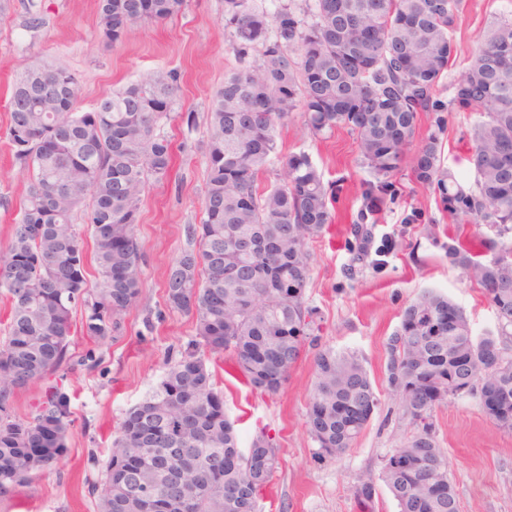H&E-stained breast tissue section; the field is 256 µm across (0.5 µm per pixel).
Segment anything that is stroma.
Returning <instances> with one entry per match:
<instances>
[{
  "instance_id": "obj_1",
  "label": "stroma",
  "mask_w": 512,
  "mask_h": 512,
  "mask_svg": "<svg viewBox=\"0 0 512 512\" xmlns=\"http://www.w3.org/2000/svg\"><path fill=\"white\" fill-rule=\"evenodd\" d=\"M502 0H462L455 32L456 52L439 83L443 99L467 66L479 30L503 15ZM39 27H30V17ZM98 0H0V256L11 226L21 217L28 181L16 164L7 137V100L12 82L31 62L62 65L79 78L74 108L91 111L102 98L164 69L179 75L173 110L158 131L170 140V178L150 182L140 202L135 235L141 260V293L123 316L118 333L103 341L85 336L83 306L72 311L68 365L45 380L16 392L9 400L13 417L34 413L50 387H61L70 401L73 424L64 452L31 483L0 496V512H98L94 485L103 477L119 423L133 406L153 394L174 361L197 341L191 316L171 310L164 279L169 265L187 245V229L203 218L208 112L226 72L238 61L224 26V0H186L171 20L134 26L114 44L98 32ZM195 116L186 125V113ZM476 115L449 113L441 136L440 166L466 185L474 174L468 163L467 131ZM278 154L260 178L261 187L286 182L283 162L307 153L326 182H340L332 205L333 224L310 242V279L306 302L317 312L316 348L357 355L375 387L379 406L344 455L317 461L316 443L307 429V410L315 379L316 348L307 349L279 392L252 389L230 354L210 357L207 367L224 391V411L235 422L242 446L259 434L275 448L278 468L259 502L261 512H397V503L378 478L383 458L404 444L414 426L387 386V343L406 306L435 290L461 307L475 337L495 331L496 319L482 291L459 268L450 266L445 245L452 236L488 235L487 226L450 217L437 187L415 183L409 168L395 176L396 202L374 215V243L391 249L380 270L353 261L345 246L346 229L362 206L361 187L372 175L361 161L355 135L339 126L314 136L295 111L276 129ZM425 215L407 224L411 211ZM435 437L448 459V474L460 512H512V432L495 427L479 399H448L433 411ZM376 481L371 503H362L356 486Z\"/></svg>"
}]
</instances>
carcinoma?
Instances as JSON below:
<instances>
[{
  "instance_id": "obj_1",
  "label": "carcinoma",
  "mask_w": 512,
  "mask_h": 512,
  "mask_svg": "<svg viewBox=\"0 0 512 512\" xmlns=\"http://www.w3.org/2000/svg\"><path fill=\"white\" fill-rule=\"evenodd\" d=\"M185 0H99L98 28L108 44L134 25L182 12ZM461 0H312L309 16L277 0L274 10L253 0H224L225 26L241 67L224 77L210 107L202 224L190 228L194 246L169 266L167 305L195 319L199 345L230 352L247 383L275 394L312 340L314 310L306 305L308 243L332 223L337 193L304 152L285 158L287 182L259 191L258 177L278 154L276 126L301 108L314 135L344 125L355 134L373 179L362 193L359 221L350 227L357 254L371 255L367 227L374 204L392 201V178L410 164L413 179L434 185L446 209L493 235L471 242L449 238L448 263L482 288L497 335L474 337L464 311L447 296L426 291L403 311L389 339L387 382L416 427L382 460L380 479L398 512H460L448 463L435 441L434 406L466 394L503 402L488 419L512 431V17L479 35L470 64L444 100L438 84L455 51ZM53 85L56 96L27 106L30 89ZM177 89V73L157 70L75 112L79 79L70 69L39 62L17 76L10 100L8 140L28 180L22 216L0 261V296L9 306L0 340V495L48 468L66 448L69 400L56 391L29 419H16L8 401L16 390L44 380L67 360L71 313L85 307L83 332L104 340L142 288L135 224L150 181L168 177L170 141L156 132ZM452 110L475 112L468 162L474 187L439 167L440 135ZM431 114L433 131L408 154L417 115ZM88 208L99 278L88 288L86 255L73 213ZM249 239L255 248L240 250ZM487 344L503 358L488 369L476 358ZM378 406L373 383L353 354L322 349L308 431L320 461L341 457L369 417L356 406ZM403 455L404 467L394 454ZM274 448L262 436L241 447L224 413L203 355L190 350L170 366L154 395L132 407L112 441L99 512H144L123 487L125 469L149 482L158 505L171 512H257L272 481Z\"/></svg>"
}]
</instances>
